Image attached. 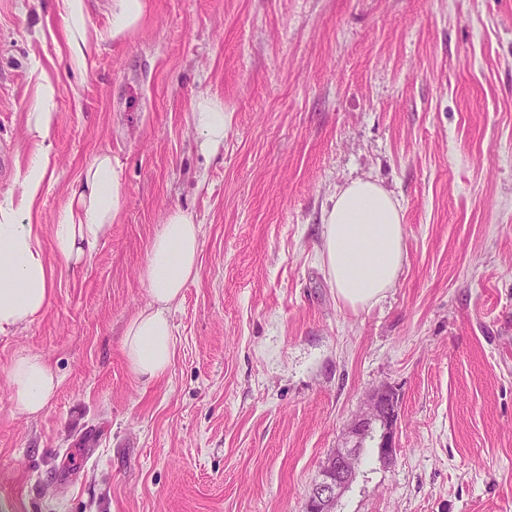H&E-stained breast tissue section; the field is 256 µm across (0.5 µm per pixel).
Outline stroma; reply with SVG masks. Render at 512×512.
<instances>
[{
	"mask_svg": "<svg viewBox=\"0 0 512 512\" xmlns=\"http://www.w3.org/2000/svg\"><path fill=\"white\" fill-rule=\"evenodd\" d=\"M67 2L0 0V206L43 158L50 247L102 153L125 206L81 271L53 259L45 316L0 335V512H303L382 388L397 454L366 449L335 512H512V0H146L122 38L112 0H83L82 65ZM200 97L224 107L215 156L196 147ZM360 176L399 199L407 258L354 312L317 247L327 199ZM177 208L200 269L170 369L142 383L122 340ZM21 353L61 380L37 416L10 402ZM52 97L49 92L46 93L41 101L39 112H36V120L33 126L30 127L31 132L37 138L42 140L48 137L49 131L54 121V112L51 111L46 105L47 101Z\"/></svg>",
	"mask_w": 512,
	"mask_h": 512,
	"instance_id": "1",
	"label": "stroma"
}]
</instances>
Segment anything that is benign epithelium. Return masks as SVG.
I'll return each instance as SVG.
<instances>
[{"label": "benign epithelium", "instance_id": "benign-epithelium-1", "mask_svg": "<svg viewBox=\"0 0 512 512\" xmlns=\"http://www.w3.org/2000/svg\"><path fill=\"white\" fill-rule=\"evenodd\" d=\"M397 420L393 393L384 390L374 394L349 428L345 445L328 458L306 498L305 512H334L338 498L356 475L367 443H374L380 459L392 460L397 451Z\"/></svg>", "mask_w": 512, "mask_h": 512}]
</instances>
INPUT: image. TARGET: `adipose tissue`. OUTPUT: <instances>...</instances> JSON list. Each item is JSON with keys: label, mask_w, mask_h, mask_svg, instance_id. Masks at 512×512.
I'll use <instances>...</instances> for the list:
<instances>
[{"label": "adipose tissue", "mask_w": 512, "mask_h": 512, "mask_svg": "<svg viewBox=\"0 0 512 512\" xmlns=\"http://www.w3.org/2000/svg\"><path fill=\"white\" fill-rule=\"evenodd\" d=\"M203 153L224 145V109L198 99L192 112ZM47 177L34 161L24 177L22 211H0V335L27 328L46 314L55 271L47 252L76 265L93 257L101 239L124 209L120 164L98 155L67 189V201L51 226V247L43 249L30 206ZM201 226L193 215L172 210L153 236L143 271L150 303L127 325L123 353L133 377L149 382L165 375L175 352L171 311L199 272ZM319 261L337 299L351 309L374 305L393 288L406 258L403 207L395 195L369 177L338 188L324 210ZM10 400L21 413L42 412L60 380L44 357L18 355L9 370Z\"/></svg>", "instance_id": "obj_1"}]
</instances>
